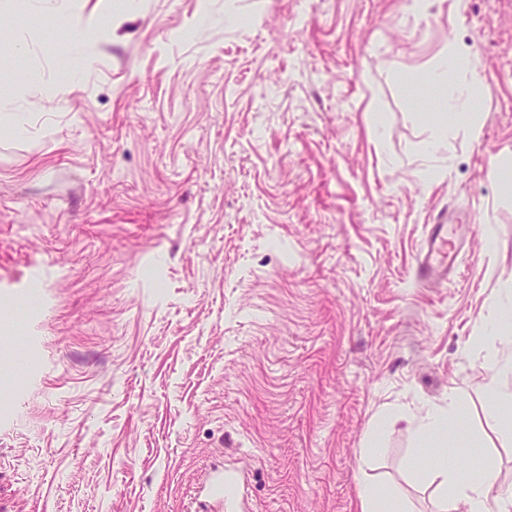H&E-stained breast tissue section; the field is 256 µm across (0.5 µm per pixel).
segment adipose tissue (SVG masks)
<instances>
[{
	"label": "adipose tissue",
	"instance_id": "adipose-tissue-1",
	"mask_svg": "<svg viewBox=\"0 0 512 512\" xmlns=\"http://www.w3.org/2000/svg\"><path fill=\"white\" fill-rule=\"evenodd\" d=\"M433 82L444 96V105L452 123L467 125L477 109V94L484 76L472 61L469 51L452 46L443 63L432 74ZM497 318L481 328L477 343L491 344L492 363L497 373H512V284L499 289ZM461 407L456 392L447 401L433 404L419 414L398 408L390 417L406 422L415 436V457L426 458L428 467L419 479L433 486L435 512H512V485L506 484L495 456L483 462L480 474L461 479L448 463L447 447L455 441L450 433Z\"/></svg>",
	"mask_w": 512,
	"mask_h": 512
}]
</instances>
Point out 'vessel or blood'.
Returning a JSON list of instances; mask_svg holds the SVG:
<instances>
[{
	"label": "vessel or blood",
	"instance_id": "vessel-or-blood-1",
	"mask_svg": "<svg viewBox=\"0 0 512 512\" xmlns=\"http://www.w3.org/2000/svg\"><path fill=\"white\" fill-rule=\"evenodd\" d=\"M460 219L453 212L441 211L422 240L415 259V275L422 282L444 281L453 271V262L461 247ZM232 480L223 472L214 473L204 491L210 501L207 512H222L224 488Z\"/></svg>",
	"mask_w": 512,
	"mask_h": 512
}]
</instances>
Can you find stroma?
Listing matches in <instances>:
<instances>
[{
  "label": "stroma",
  "instance_id": "1",
  "mask_svg": "<svg viewBox=\"0 0 512 512\" xmlns=\"http://www.w3.org/2000/svg\"><path fill=\"white\" fill-rule=\"evenodd\" d=\"M73 82L69 21L0 14V512H357L359 479L431 512L387 410L462 400L459 471L512 440L473 338L512 282V0H133ZM486 82L427 153L449 45ZM450 161L424 187L426 164ZM469 220L452 283L414 258ZM493 239H486V228ZM380 435L368 464L360 448ZM224 485H231L235 489V496L230 502L228 498L224 499ZM204 491L206 497L211 500L213 504L212 506H208L207 504L203 503L205 507L203 510L207 512L224 511V506H227L226 504L224 505V502L233 505L237 500V481L227 475H224L223 471L215 472L210 477L208 484L204 488Z\"/></svg>",
  "mask_w": 512,
  "mask_h": 512
}]
</instances>
